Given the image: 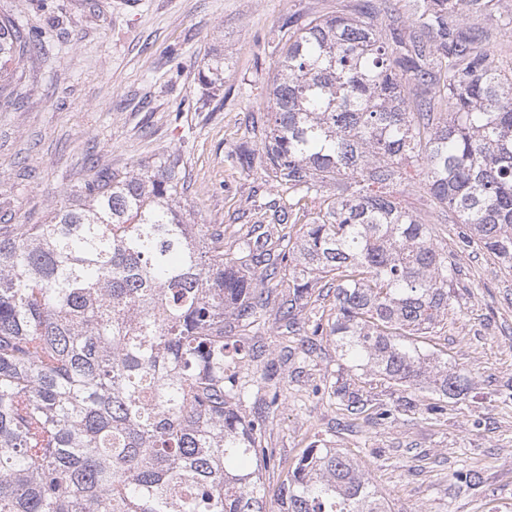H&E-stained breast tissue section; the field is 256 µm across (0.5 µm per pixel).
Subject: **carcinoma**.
Here are the masks:
<instances>
[{
	"label": "carcinoma",
	"mask_w": 512,
	"mask_h": 512,
	"mask_svg": "<svg viewBox=\"0 0 512 512\" xmlns=\"http://www.w3.org/2000/svg\"><path fill=\"white\" fill-rule=\"evenodd\" d=\"M358 0L292 15L262 153L292 203L224 247L181 206L176 157L112 170L44 224L0 225V512H389L361 464L321 440L274 489L262 434L273 366L243 336L270 312L303 360L329 336L353 377L331 394L368 411L358 380L427 390L432 413L468 390L424 338L448 314L456 267L395 187L412 164L462 243L512 272V0ZM35 44L0 19V97ZM224 75L212 58L203 81ZM320 199L314 212L307 200ZM331 284L328 318L303 311ZM288 297L276 301L277 288ZM254 364L252 383L229 364ZM269 396L251 414L242 403Z\"/></svg>",
	"instance_id": "carcinoma-1"
}]
</instances>
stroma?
<instances>
[{"label":"stroma","instance_id":"stroma-1","mask_svg":"<svg viewBox=\"0 0 512 512\" xmlns=\"http://www.w3.org/2000/svg\"><path fill=\"white\" fill-rule=\"evenodd\" d=\"M353 0H0L37 46L0 106V224H41L68 193L102 169L133 171L162 156L186 171L183 203L198 224H220L225 242L269 223L262 205L279 187L271 170L242 167L241 143L261 149L266 88L278 67L273 41L293 14L345 9ZM224 57V83L205 93L199 72ZM402 206L432 223L461 270L448 317L427 345L473 382L443 415L397 405L403 387L373 379L364 394L394 410L387 421L349 424L324 387L346 373L330 337L306 362L267 319L248 343L279 373L280 401L262 436L277 486L310 441L354 454L390 512H512V274L470 253L453 217L432 209L419 183L399 186ZM480 470L473 494L456 474Z\"/></svg>","mask_w":512,"mask_h":512}]
</instances>
